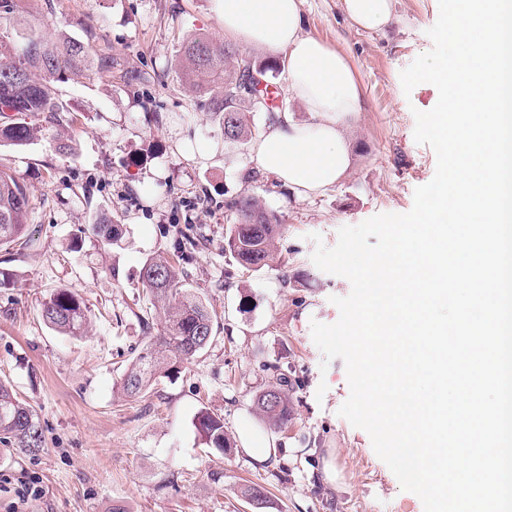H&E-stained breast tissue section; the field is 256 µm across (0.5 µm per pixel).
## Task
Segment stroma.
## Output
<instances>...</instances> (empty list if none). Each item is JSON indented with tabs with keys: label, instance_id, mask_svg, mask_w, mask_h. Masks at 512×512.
Returning <instances> with one entry per match:
<instances>
[{
	"label": "stroma",
	"instance_id": "stroma-1",
	"mask_svg": "<svg viewBox=\"0 0 512 512\" xmlns=\"http://www.w3.org/2000/svg\"><path fill=\"white\" fill-rule=\"evenodd\" d=\"M29 24L112 52L147 82L113 74L68 76L56 85L73 121L60 132L78 153L43 137L0 146L30 203L34 247L0 248L19 274L0 288V379L35 409L45 447L31 455L0 443V512H424L375 453L368 433L339 414L349 396L345 364L324 361L312 322L331 324L333 297L351 290L311 259L317 244L379 213H405L436 170L434 150L414 139L415 111L432 109L429 83L404 94L400 73L432 47L438 0H393L382 33L356 30L341 0H303L304 31L342 49L363 89L351 132L352 170L304 199L252 162L250 145H231L224 127L198 108L174 68L183 38L224 28L210 0H23ZM209 161H200L204 152ZM250 194L281 220L278 264L247 269L224 239L226 200ZM123 226L104 249L86 228L100 217ZM321 242H314L313 234ZM176 259L183 286L216 313L207 347L179 372L131 398L121 380L159 319L140 272L148 258ZM79 294L89 308L85 335L49 328L41 303L52 291ZM288 378L291 418L275 431L276 460L265 467L241 446L219 453L198 428L201 409L221 416L229 437L269 366ZM338 480H322L324 463ZM35 480L39 495L20 498ZM267 496L253 506L246 487Z\"/></svg>",
	"mask_w": 512,
	"mask_h": 512
}]
</instances>
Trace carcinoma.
Wrapping results in <instances>:
<instances>
[{
    "label": "carcinoma",
    "mask_w": 512,
    "mask_h": 512,
    "mask_svg": "<svg viewBox=\"0 0 512 512\" xmlns=\"http://www.w3.org/2000/svg\"><path fill=\"white\" fill-rule=\"evenodd\" d=\"M17 0H0V19L12 21L0 26V116L12 112L16 121L0 124V144L26 146L45 125L62 126L64 115L52 83L69 72L79 71L101 78L121 67L109 52L90 44L61 37L53 41L15 18ZM244 62L238 49L204 34L186 39L178 63L182 80L200 101L201 107L218 117L224 138L243 144L252 137L246 113L251 100L238 94ZM230 211L225 247L245 268L262 269L277 262L276 241L280 233L277 213L261 206L257 199L242 195L226 204ZM29 197L24 184L12 173L0 170V247L29 242ZM87 232L106 246L118 242L121 225L110 221L90 224ZM142 280L156 299L168 302L162 333L152 336L124 375L122 388L130 397H144L158 378L179 365L191 362L207 346L213 331V316L197 295L180 288L179 268L164 256L151 257L142 268ZM41 316L56 332L81 336L88 324L84 301L67 289L54 291L42 303ZM272 381L255 398L256 409L277 428L288 427L290 410L282 390L284 377L279 367L270 366ZM197 425L207 445L218 451L230 447L221 417L204 409ZM0 441L28 452L44 448L45 438L34 408L18 398L12 387L0 381Z\"/></svg>",
    "instance_id": "1"
}]
</instances>
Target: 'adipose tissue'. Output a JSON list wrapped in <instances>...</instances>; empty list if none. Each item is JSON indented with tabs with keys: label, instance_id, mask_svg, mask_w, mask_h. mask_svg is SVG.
Segmentation results:
<instances>
[{
	"label": "adipose tissue",
	"instance_id": "adipose-tissue-1",
	"mask_svg": "<svg viewBox=\"0 0 512 512\" xmlns=\"http://www.w3.org/2000/svg\"><path fill=\"white\" fill-rule=\"evenodd\" d=\"M302 0H212L224 36L244 48L283 54L288 94L308 114L305 121L276 112L252 147V161L298 198L334 186L354 164L346 129L363 106V92L347 57L303 31ZM361 29L381 32L393 21L391 0H342Z\"/></svg>",
	"mask_w": 512,
	"mask_h": 512
}]
</instances>
